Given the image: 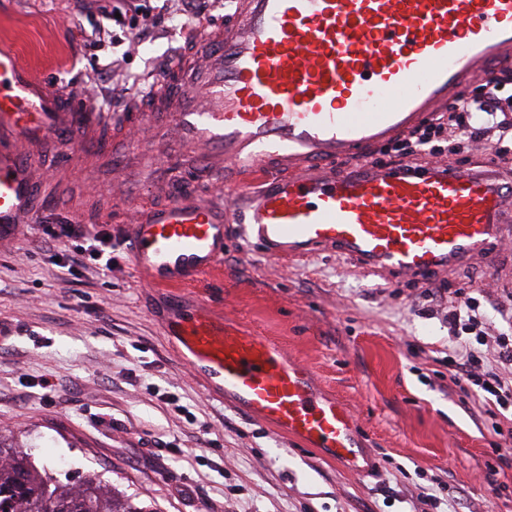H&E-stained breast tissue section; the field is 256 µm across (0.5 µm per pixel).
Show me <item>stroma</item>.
<instances>
[{
  "instance_id": "35a3bbf8",
  "label": "stroma",
  "mask_w": 512,
  "mask_h": 512,
  "mask_svg": "<svg viewBox=\"0 0 512 512\" xmlns=\"http://www.w3.org/2000/svg\"><path fill=\"white\" fill-rule=\"evenodd\" d=\"M117 2L94 0L87 14L78 0H0V42L64 90L82 92L104 70L113 87L150 89L184 18L165 13L143 41L130 34L140 14L113 21ZM143 130L141 142L87 147L79 164L63 141L39 151L44 222L0 246V435L60 482L93 474L150 512H436L419 497L424 487L443 512H512V461L498 460L492 416L454 384L448 324L425 310L417 281L371 275L327 252L291 266L233 237L221 269L186 291L310 368L356 414L377 463L371 475L213 399L186 372L163 334L170 297L131 268L113 200L158 205L183 192L220 204L236 174L176 142L159 152L158 121ZM74 214L90 233L111 234V269L63 275L43 226ZM491 271L512 273V248L428 284L478 298L500 328L512 290L488 280Z\"/></svg>"
}]
</instances>
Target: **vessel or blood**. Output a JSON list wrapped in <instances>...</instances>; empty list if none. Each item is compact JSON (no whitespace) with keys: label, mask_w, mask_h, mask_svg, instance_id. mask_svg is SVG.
Wrapping results in <instances>:
<instances>
[{"label":"vessel or blood","mask_w":512,"mask_h":512,"mask_svg":"<svg viewBox=\"0 0 512 512\" xmlns=\"http://www.w3.org/2000/svg\"><path fill=\"white\" fill-rule=\"evenodd\" d=\"M511 54L512 0H237L231 25L198 27L112 124L133 140L145 119L163 117L173 138L243 176L222 207L119 201L133 267L153 288L197 284L221 265L237 223L276 260L326 249L407 279L512 242L491 174L369 161ZM98 122L0 45L1 242L40 220L33 144L62 137L82 148ZM162 326L212 396L355 474L371 470L352 411L277 342L180 299Z\"/></svg>","instance_id":"b4317fda"}]
</instances>
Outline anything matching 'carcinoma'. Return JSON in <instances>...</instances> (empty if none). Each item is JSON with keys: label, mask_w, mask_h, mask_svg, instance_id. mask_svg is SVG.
<instances>
[{"label": "carcinoma", "mask_w": 512, "mask_h": 512, "mask_svg": "<svg viewBox=\"0 0 512 512\" xmlns=\"http://www.w3.org/2000/svg\"><path fill=\"white\" fill-rule=\"evenodd\" d=\"M0 512H147L97 478L65 484L0 442Z\"/></svg>", "instance_id": "carcinoma-1"}]
</instances>
